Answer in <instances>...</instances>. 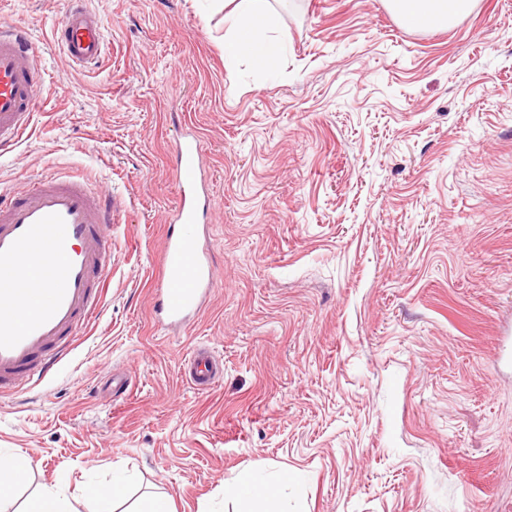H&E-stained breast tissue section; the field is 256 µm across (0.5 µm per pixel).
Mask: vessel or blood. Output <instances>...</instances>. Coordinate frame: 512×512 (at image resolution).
Returning <instances> with one entry per match:
<instances>
[{
    "instance_id": "vessel-or-blood-1",
    "label": "vessel or blood",
    "mask_w": 512,
    "mask_h": 512,
    "mask_svg": "<svg viewBox=\"0 0 512 512\" xmlns=\"http://www.w3.org/2000/svg\"><path fill=\"white\" fill-rule=\"evenodd\" d=\"M55 41L74 67L97 64L106 53L104 25L85 0H66ZM35 57L27 31L0 22V150L23 136L39 107ZM201 157L197 135L178 139V197L166 217L153 289V310L166 330L186 329L217 283ZM112 221L111 196L73 174L43 175L25 190L0 193L1 391L47 376L66 356L69 336L93 316L112 271ZM184 375L203 392L221 379L223 365L198 347Z\"/></svg>"
}]
</instances>
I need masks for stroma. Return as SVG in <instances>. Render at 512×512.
Listing matches in <instances>:
<instances>
[{
  "instance_id": "obj_1",
  "label": "stroma",
  "mask_w": 512,
  "mask_h": 512,
  "mask_svg": "<svg viewBox=\"0 0 512 512\" xmlns=\"http://www.w3.org/2000/svg\"><path fill=\"white\" fill-rule=\"evenodd\" d=\"M101 67L54 39L65 0H0L39 49L42 104L0 191L88 174L117 207L112 276L43 380L0 393L8 512L126 470L129 512H231L242 471L300 472L285 512H512V0L409 30L385 0L279 4L286 50L224 58L214 0H86ZM204 141L218 286L179 335L151 316L181 133ZM224 363L211 390L182 364ZM133 389L115 397L113 371ZM184 375L197 391H208L223 375V364L205 348L193 349L184 363ZM21 473V467L12 456L0 457V497L1 500L17 483Z\"/></svg>"
}]
</instances>
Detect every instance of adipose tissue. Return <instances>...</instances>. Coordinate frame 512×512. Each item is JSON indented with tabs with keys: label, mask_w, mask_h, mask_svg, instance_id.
Here are the masks:
<instances>
[{
	"label": "adipose tissue",
	"mask_w": 512,
	"mask_h": 512,
	"mask_svg": "<svg viewBox=\"0 0 512 512\" xmlns=\"http://www.w3.org/2000/svg\"><path fill=\"white\" fill-rule=\"evenodd\" d=\"M387 5L407 28L441 29L469 14L474 0H387ZM224 19L228 23L224 34L228 59L246 57L266 67L282 56L284 47L277 35L280 21L271 0H235ZM291 479L286 471L270 477L244 472L226 492L238 502V512H277V489Z\"/></svg>",
	"instance_id": "ef3b65f1"
}]
</instances>
